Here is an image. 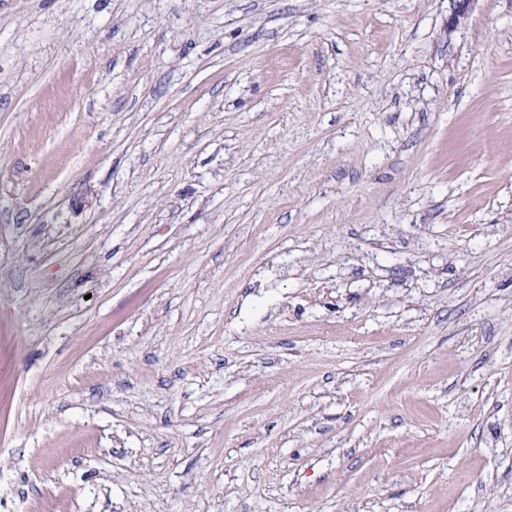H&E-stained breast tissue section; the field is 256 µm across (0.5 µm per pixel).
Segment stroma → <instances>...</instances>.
Masks as SVG:
<instances>
[{
    "label": "stroma",
    "mask_w": 512,
    "mask_h": 512,
    "mask_svg": "<svg viewBox=\"0 0 512 512\" xmlns=\"http://www.w3.org/2000/svg\"><path fill=\"white\" fill-rule=\"evenodd\" d=\"M0 0V512H512V0Z\"/></svg>",
    "instance_id": "obj_1"
}]
</instances>
